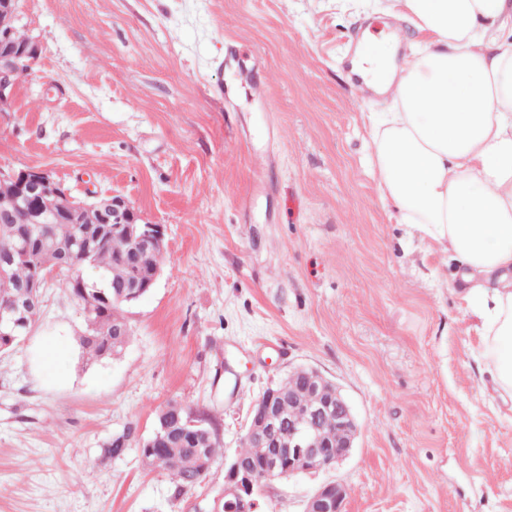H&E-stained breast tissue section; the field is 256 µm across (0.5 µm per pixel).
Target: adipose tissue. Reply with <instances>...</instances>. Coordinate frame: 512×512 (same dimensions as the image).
<instances>
[{
	"instance_id": "adipose-tissue-1",
	"label": "adipose tissue",
	"mask_w": 512,
	"mask_h": 512,
	"mask_svg": "<svg viewBox=\"0 0 512 512\" xmlns=\"http://www.w3.org/2000/svg\"><path fill=\"white\" fill-rule=\"evenodd\" d=\"M424 34L399 54L391 35L350 70L387 104L369 159L399 223L465 269L467 303L512 397V0H383Z\"/></svg>"
}]
</instances>
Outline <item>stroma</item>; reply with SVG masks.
Segmentation results:
<instances>
[{
  "label": "stroma",
  "instance_id": "1",
  "mask_svg": "<svg viewBox=\"0 0 512 512\" xmlns=\"http://www.w3.org/2000/svg\"><path fill=\"white\" fill-rule=\"evenodd\" d=\"M20 22L40 55L0 112V167L124 196L165 251L119 356L74 347L47 380L42 340L86 329L55 285L0 354V512H193L223 491L259 395L299 367L339 387L358 434L336 465L272 481L273 512L327 483L344 512H512V407L481 324L381 200L377 105L346 78L354 33L400 28L408 46V22L375 0H22ZM172 400L215 415L223 445L179 498L136 451L101 454Z\"/></svg>",
  "mask_w": 512,
  "mask_h": 512
}]
</instances>
